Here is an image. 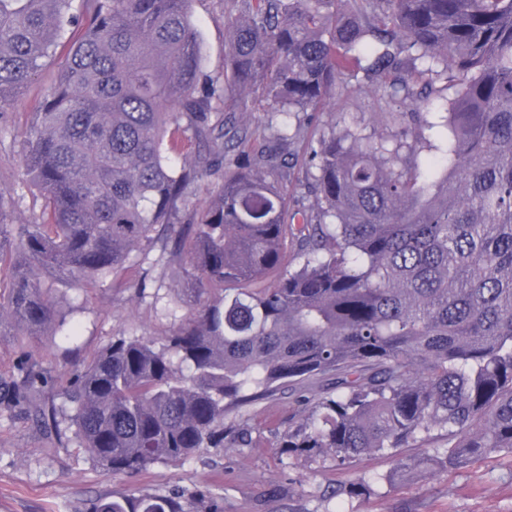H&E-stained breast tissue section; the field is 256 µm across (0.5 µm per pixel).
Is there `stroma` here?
<instances>
[{"label":"stroma","mask_w":512,"mask_h":512,"mask_svg":"<svg viewBox=\"0 0 512 512\" xmlns=\"http://www.w3.org/2000/svg\"><path fill=\"white\" fill-rule=\"evenodd\" d=\"M201 61L211 73L224 70V0H194ZM60 71L49 61L0 114V195L15 199L12 224L38 219L42 199L28 182L22 145L47 90ZM382 101L372 86L353 87L337 96L330 109L316 113L305 134L357 122L369 123ZM183 256L176 241L142 246L131 265L112 283L87 291L59 288L60 313L81 306L78 353L45 342L0 339V376L9 377L18 359L49 385L38 397L54 400L62 414L58 430L44 429L22 412H0V512H87L91 500L126 494H168L212 489L224 512H512V456L493 454L448 470L439 469L428 447L398 448L361 455L339 466L331 457L314 461L284 455L280 442L301 418L302 398L329 387V379L287 382L275 395L243 411L242 435L225 438L185 463L156 465L129 478L92 462L76 443L64 416L56 385L69 381L78 365L90 360L117 336H143L164 343L195 308L196 299L174 306ZM145 292H137L138 282ZM376 481V491L352 497L345 489L358 479Z\"/></svg>","instance_id":"1"}]
</instances>
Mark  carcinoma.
<instances>
[{
	"mask_svg": "<svg viewBox=\"0 0 512 512\" xmlns=\"http://www.w3.org/2000/svg\"><path fill=\"white\" fill-rule=\"evenodd\" d=\"M192 2L0 0V112L64 56L23 146L41 219L5 223L16 202L0 196V339L75 340L53 284L100 285L173 236L206 300L160 346L112 339L58 391L101 467L134 477L222 448L228 413L328 374L338 392L288 432L290 456L421 442L446 469L511 454L512 0H231L220 74L201 65ZM361 77L390 107L415 102L414 129L304 141L305 117ZM258 104L262 138L224 143V113ZM302 141L315 200L291 213L282 160ZM39 381L20 363L0 406ZM91 512L224 507L209 489Z\"/></svg>",
	"mask_w": 512,
	"mask_h": 512,
	"instance_id": "carcinoma-1",
	"label": "carcinoma"
}]
</instances>
